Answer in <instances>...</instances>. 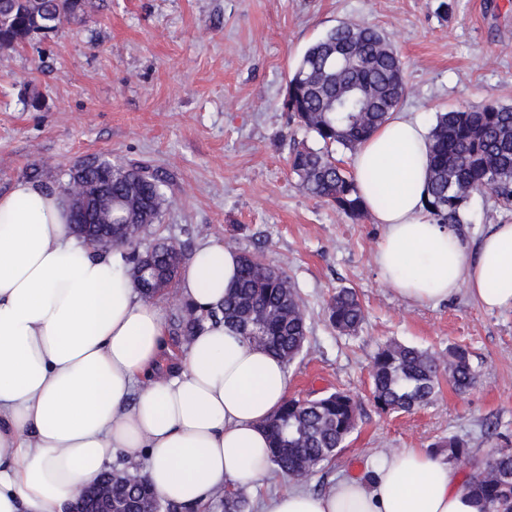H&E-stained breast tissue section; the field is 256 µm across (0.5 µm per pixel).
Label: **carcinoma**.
<instances>
[{
	"label": "carcinoma",
	"instance_id": "obj_1",
	"mask_svg": "<svg viewBox=\"0 0 512 512\" xmlns=\"http://www.w3.org/2000/svg\"><path fill=\"white\" fill-rule=\"evenodd\" d=\"M92 0H0V40L11 49L58 31L63 22L87 12ZM407 94L404 66L387 34L380 28L341 23L330 28L302 53L288 81L284 108L291 118L313 133L320 146L293 147L288 165L301 188L350 218L367 208L353 176L336 161L332 147L354 152L382 125ZM426 167V212L437 224L460 229L466 224L472 199L489 194L505 209L512 208V105L496 100L461 106L436 114L429 130ZM167 182L158 172L140 165L114 163L99 156L74 168L57 189L70 201L83 202L85 224H112L115 235H98L99 249L122 247L119 238H139L159 221L168 204ZM158 274L167 287L178 278L184 253L171 243H156ZM146 299L164 295L162 285L145 272L135 279ZM328 321L343 334L355 332L365 311L355 291L342 287L332 296ZM216 323L238 331L247 341L264 347L285 364L302 352L307 339L303 300L288 274L260 256L242 251L237 284L219 311L206 313ZM200 325L195 309L181 305L171 318V341L187 345ZM448 373L459 393L474 386L477 374L469 351L448 348V357L398 342L380 347L372 360V396L383 412H409L431 403ZM356 398L336 390L304 401L289 398L266 421L271 468L291 479L309 477L328 464L356 427ZM435 455L448 463L470 458L467 444L456 437L432 444ZM137 462L121 456L112 468V489L123 512H142L155 491L144 482L138 487L119 483L124 471ZM483 512H512V448L489 456L470 481ZM211 508L222 512H251L249 496H213Z\"/></svg>",
	"mask_w": 512,
	"mask_h": 512
}]
</instances>
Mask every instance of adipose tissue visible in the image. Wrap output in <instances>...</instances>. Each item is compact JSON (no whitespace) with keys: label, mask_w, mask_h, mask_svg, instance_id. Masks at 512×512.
<instances>
[{"label":"adipose tissue","mask_w":512,"mask_h":512,"mask_svg":"<svg viewBox=\"0 0 512 512\" xmlns=\"http://www.w3.org/2000/svg\"><path fill=\"white\" fill-rule=\"evenodd\" d=\"M428 130L395 112L356 151L353 176L383 236V282L416 304L467 293L512 309V224L475 251L424 209ZM239 253L206 240L184 264L179 303L204 319L178 372L165 368L166 309L145 301L120 251L69 227L65 195L27 180L0 195V512H64L123 453L162 500L199 506L270 470L265 421L287 399L284 363L206 314L223 304ZM262 512H482L468 480L423 448L385 457L371 482L291 486Z\"/></svg>","instance_id":"obj_1"}]
</instances>
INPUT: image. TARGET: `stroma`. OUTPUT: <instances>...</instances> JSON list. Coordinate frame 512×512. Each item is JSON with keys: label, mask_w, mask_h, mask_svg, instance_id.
<instances>
[{"label": "stroma", "mask_w": 512, "mask_h": 512, "mask_svg": "<svg viewBox=\"0 0 512 512\" xmlns=\"http://www.w3.org/2000/svg\"><path fill=\"white\" fill-rule=\"evenodd\" d=\"M93 0L78 23L0 56V192L46 167L42 186L89 154L144 164L168 178V205L141 239L193 252L214 239L283 268L309 325L288 367L290 395L358 396L357 426L334 460L304 481H370L383 457L463 439L474 459L512 448V310L489 311L466 293L415 304L382 283L371 217L338 214L308 196L288 166L293 142L313 133L290 121L287 82L306 47L345 20L383 29L405 63L401 110L432 125L436 113L496 99L512 104V0ZM39 107H31L32 99ZM465 237L476 243L512 209L475 197ZM366 310L356 334L330 325L336 289ZM399 341L444 354L460 345L478 373L460 394L441 383L434 402L384 413L371 398L380 345Z\"/></svg>", "instance_id": "35a3bbf8"}]
</instances>
